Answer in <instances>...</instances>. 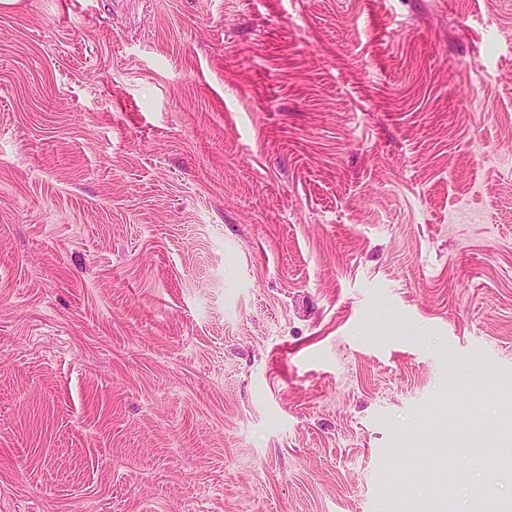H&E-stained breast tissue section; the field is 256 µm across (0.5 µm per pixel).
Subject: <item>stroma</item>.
<instances>
[{
	"mask_svg": "<svg viewBox=\"0 0 512 512\" xmlns=\"http://www.w3.org/2000/svg\"><path fill=\"white\" fill-rule=\"evenodd\" d=\"M512 0H0V512L512 504Z\"/></svg>",
	"mask_w": 512,
	"mask_h": 512,
	"instance_id": "1",
	"label": "stroma"
}]
</instances>
